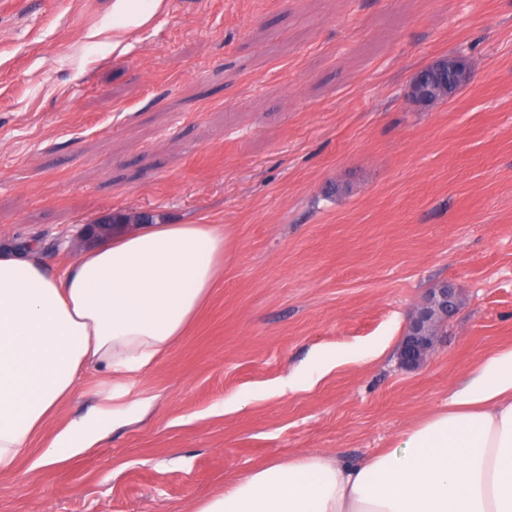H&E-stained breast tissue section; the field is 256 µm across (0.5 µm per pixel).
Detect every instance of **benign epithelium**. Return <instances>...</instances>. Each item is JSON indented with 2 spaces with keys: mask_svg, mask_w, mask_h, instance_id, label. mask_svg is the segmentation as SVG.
I'll list each match as a JSON object with an SVG mask.
<instances>
[{
  "mask_svg": "<svg viewBox=\"0 0 512 512\" xmlns=\"http://www.w3.org/2000/svg\"><path fill=\"white\" fill-rule=\"evenodd\" d=\"M455 66L456 78L460 85L469 83L473 72L460 65L455 59L439 57L428 64L434 72H445ZM446 94L451 99L456 90L448 83H426L415 76L409 84L408 97L416 104H425L429 95ZM460 306V289L450 288L448 283L431 288L420 304L413 310L405 326L397 359L400 367L415 370L425 365L434 354L442 336V329L455 315Z\"/></svg>",
  "mask_w": 512,
  "mask_h": 512,
  "instance_id": "1",
  "label": "benign epithelium"
}]
</instances>
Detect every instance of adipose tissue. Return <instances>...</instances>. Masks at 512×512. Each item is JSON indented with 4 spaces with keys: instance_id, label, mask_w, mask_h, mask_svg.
<instances>
[{
    "instance_id": "ef3b65f1",
    "label": "adipose tissue",
    "mask_w": 512,
    "mask_h": 512,
    "mask_svg": "<svg viewBox=\"0 0 512 512\" xmlns=\"http://www.w3.org/2000/svg\"><path fill=\"white\" fill-rule=\"evenodd\" d=\"M221 224H133L50 270L0 248V477L20 458L53 466L125 417L126 381L186 336L228 257ZM109 386L97 416L50 422L89 376ZM196 512H512V345L486 356L448 402L356 462L274 459L225 481Z\"/></svg>"
}]
</instances>
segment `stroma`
I'll list each match as a JSON object with an SVG mask.
<instances>
[{
  "label": "stroma",
  "mask_w": 512,
  "mask_h": 512,
  "mask_svg": "<svg viewBox=\"0 0 512 512\" xmlns=\"http://www.w3.org/2000/svg\"><path fill=\"white\" fill-rule=\"evenodd\" d=\"M112 2L0 0V247L54 264L72 225L149 214L229 226V259L124 420L59 466L22 460L0 512H194L270 459L353 462L512 345V0H162L131 30ZM456 54L471 83L411 103ZM446 281L458 312L401 369L408 316ZM456 58H448L446 57H439L432 62H430L426 67L424 68H430L434 72H446L448 70V66H455L456 68V78L457 81L460 82L459 87L454 90L453 86H448V83H424L423 80H421L418 76H413L412 80L409 84L408 89V97L409 99L416 104H422L424 105L427 100H430L431 98H435L439 94H446L447 96L443 100H449L451 99L459 90V88L463 87L465 84L469 83L473 78V72L472 70H469V68H466L462 65H460L457 61H455ZM432 93L433 97L429 98V94ZM330 361L327 356H319L314 361L312 367L306 373L293 372L284 379L280 385V390L284 392L288 389V392H300L306 389L308 384H311L316 379L323 376L325 367Z\"/></svg>",
  "instance_id": "stroma-1"
}]
</instances>
